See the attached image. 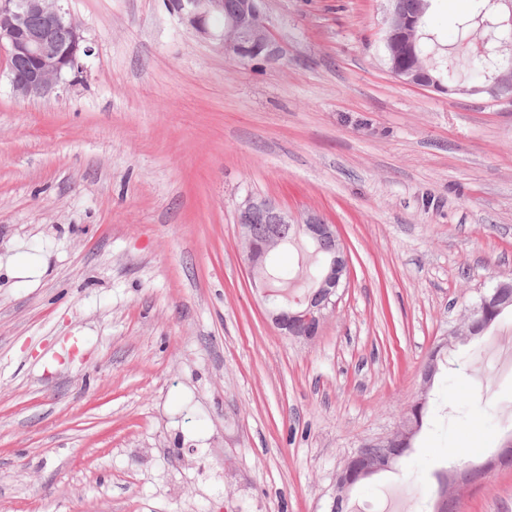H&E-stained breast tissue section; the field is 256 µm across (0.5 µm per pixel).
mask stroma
<instances>
[{"mask_svg":"<svg viewBox=\"0 0 512 512\" xmlns=\"http://www.w3.org/2000/svg\"><path fill=\"white\" fill-rule=\"evenodd\" d=\"M478 0H431L453 39ZM94 52L23 100L0 52V512H330L336 474L425 399L349 507L434 512L441 472L512 438V312L430 350L512 276V103L399 82L387 0H265L269 57L165 0H70ZM322 215L350 259L318 336L270 320L245 197ZM456 512H512V467Z\"/></svg>","mask_w":512,"mask_h":512,"instance_id":"stroma-1","label":"stroma"}]
</instances>
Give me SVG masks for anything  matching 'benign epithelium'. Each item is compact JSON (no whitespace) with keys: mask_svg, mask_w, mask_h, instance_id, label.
I'll return each mask as SVG.
<instances>
[{"mask_svg":"<svg viewBox=\"0 0 512 512\" xmlns=\"http://www.w3.org/2000/svg\"><path fill=\"white\" fill-rule=\"evenodd\" d=\"M69 0H0V49L9 61L8 76L14 94L22 99L44 97L67 84V77L86 69L85 59L92 47L68 7ZM389 19L384 29L385 60L391 73L403 84L437 92L459 95L484 94L494 101L512 103V76L504 72L487 83L477 86L449 85L432 76L427 69L405 67L399 58L412 54L407 32L417 25L405 0H388ZM504 12L491 23V37L497 51L512 44V0ZM169 10L195 34L219 42L224 52L238 58L271 53V38L264 20L263 0H167ZM296 223L275 200L267 197H246L237 208L236 224L245 243L246 263L253 279L266 285L259 270L266 264L273 245L281 238V226ZM259 225L265 234H256ZM300 233L308 241L321 245L336 240L333 225L317 213H310L299 223ZM348 257L338 247L327 258L322 278L316 287L322 294H311L295 307H274L273 322L287 336L310 340L314 338L326 317L331 297L347 281ZM389 461H378L355 474L342 468L336 481H344L342 492L352 483L386 468Z\"/></svg>","mask_w":512,"mask_h":512,"instance_id":"7a95c632","label":"benign epithelium"}]
</instances>
